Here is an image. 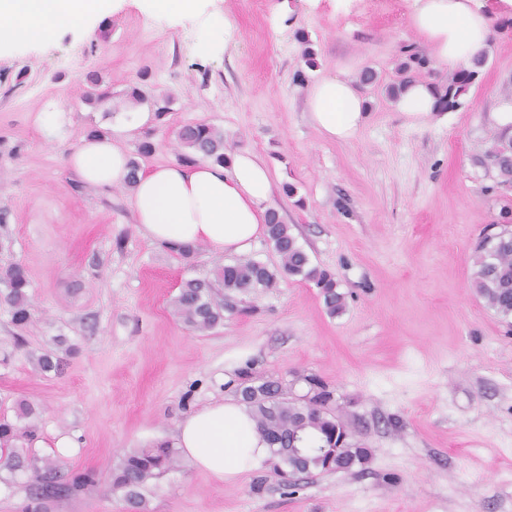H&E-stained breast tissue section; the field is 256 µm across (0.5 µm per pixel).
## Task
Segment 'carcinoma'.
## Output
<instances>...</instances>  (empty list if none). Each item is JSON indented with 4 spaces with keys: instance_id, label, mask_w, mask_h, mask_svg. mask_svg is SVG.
Returning a JSON list of instances; mask_svg holds the SVG:
<instances>
[{
    "instance_id": "obj_1",
    "label": "carcinoma",
    "mask_w": 512,
    "mask_h": 512,
    "mask_svg": "<svg viewBox=\"0 0 512 512\" xmlns=\"http://www.w3.org/2000/svg\"><path fill=\"white\" fill-rule=\"evenodd\" d=\"M487 62L484 55L471 64L448 74V82L437 84L436 107L441 112L461 105V97L477 80ZM428 61L411 53L397 69L398 79L387 86V95L394 99L409 83L417 80ZM86 99L103 101L97 92L99 76L95 71L85 74ZM176 140L184 152L179 159L194 162L208 159L226 165L224 130L206 123L180 127ZM490 165L497 171L500 182H512V137L501 136L487 152ZM268 241L279 257V264L269 266L254 260H243L216 268L211 279H187L172 300L174 316L188 329L209 332L224 323V311L235 308L237 297L258 288H273L283 278L312 282L318 288L327 313L335 317L345 309V299L334 278L312 265L307 252L291 233L289 225L278 220L271 211L267 224ZM4 290L0 297L12 309L13 320L22 325L31 318L28 288L30 282L20 265L8 268L0 275ZM470 287L498 315L512 317V232L498 237H483L475 249ZM308 400L290 399L282 382L272 376L240 373L237 395L252 413L257 427L271 448L273 470L283 477L288 473L310 474L314 471H349L364 465L370 451L347 441L331 464H326L318 449L331 441L336 429L345 423L332 408V392L320 380L307 379ZM35 408L28 402L18 404L16 421L0 419V470L10 474H29L28 501L24 512H48L49 504L73 498L96 483V474L84 471L67 475L61 462L51 457H38L19 450V443L37 439L36 425L30 421ZM178 460L177 449L167 441L155 442L124 455L112 471V491L120 492L129 512H144L143 489L153 479L172 469Z\"/></svg>"
}]
</instances>
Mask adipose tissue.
<instances>
[{"label":"adipose tissue","instance_id":"ef3b65f1","mask_svg":"<svg viewBox=\"0 0 512 512\" xmlns=\"http://www.w3.org/2000/svg\"><path fill=\"white\" fill-rule=\"evenodd\" d=\"M110 0H0V46L53 40L60 30L106 16ZM412 26L435 64L454 71L491 45V17L478 0H414ZM313 125L327 138L346 141L366 124L368 101L347 73L316 79L306 90ZM436 93L420 80L399 95L396 107L411 125L435 117ZM130 158L112 137L91 136L72 148L66 164L86 186L125 184ZM130 206L151 241L168 246L206 244L227 254L246 253L267 230L272 180L255 154H235L228 165L206 160L141 169ZM175 445L194 466L222 481L264 469L270 449L246 408L215 401L184 418Z\"/></svg>","mask_w":512,"mask_h":512}]
</instances>
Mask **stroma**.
<instances>
[{
	"label": "stroma",
	"instance_id": "stroma-1",
	"mask_svg": "<svg viewBox=\"0 0 512 512\" xmlns=\"http://www.w3.org/2000/svg\"><path fill=\"white\" fill-rule=\"evenodd\" d=\"M412 9L204 0L172 19L145 0H115L102 20L52 41L0 48V271L25 267L32 302L19 327L0 300V415L33 403V452L56 455V439L71 437L79 451L61 458L65 471L97 477L50 512H128L110 489L123 455L234 398L246 367L295 398L307 377L322 380L368 462L298 474L288 487L269 468L223 482L182 458L149 482L146 512H512V323L470 286L479 238L512 226V190L486 157L497 138L489 116L512 100V29L493 30L486 65L447 120L412 126L385 92L405 51L429 54ZM226 13L233 39L208 44ZM368 67L378 79L364 90L367 125L327 139L309 118L307 86ZM91 70L105 103L82 99ZM134 86L145 98L133 106ZM163 97L168 114L136 127ZM201 121L223 129L225 153L249 149L269 165V206L334 276L342 314H327L313 283L283 279L242 297L209 334L188 331L172 314L179 285L232 256L202 244L185 260L150 242L131 189L83 186L65 163L98 130L140 166L164 165L177 159L176 130ZM146 141L154 149L140 153ZM47 350L58 371L36 368Z\"/></svg>",
	"mask_w": 512,
	"mask_h": 512
}]
</instances>
